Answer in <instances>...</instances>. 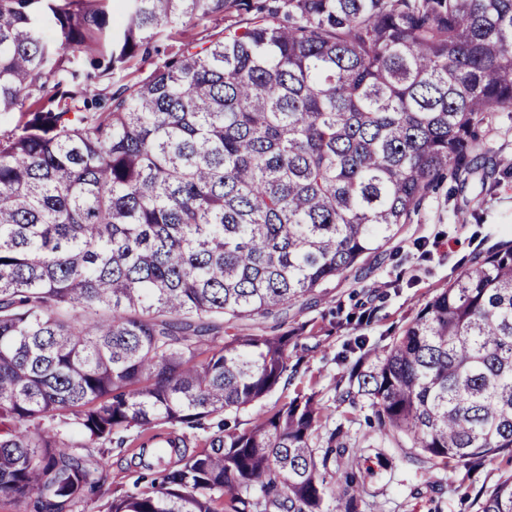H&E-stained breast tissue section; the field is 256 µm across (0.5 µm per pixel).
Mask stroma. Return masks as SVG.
Returning <instances> with one entry per match:
<instances>
[{
	"mask_svg": "<svg viewBox=\"0 0 512 512\" xmlns=\"http://www.w3.org/2000/svg\"><path fill=\"white\" fill-rule=\"evenodd\" d=\"M177 45V33L160 35L148 54L114 75L111 84L143 80ZM479 150L485 158L465 187L449 179L439 183L413 223L327 283L324 295L300 298L291 307L289 326L303 328L302 338L290 350L295 375L260 403L230 417L244 430L259 413L296 392L316 394L325 407V428L344 425L366 448L359 462L364 477L361 512H477L480 491L512 469V454L506 452L476 469L455 460L445 466L410 461L408 449L381 447L367 410L336 400L337 386L346 383L359 357L352 348L357 337H365L367 347H387L474 257L512 241V171L501 165L512 159V114L496 112L483 122ZM124 438V444L111 445L105 480L89 500L87 512H105L113 497L136 492L140 477L146 475L139 459L140 437L130 430Z\"/></svg>",
	"mask_w": 512,
	"mask_h": 512,
	"instance_id": "1",
	"label": "stroma"
}]
</instances>
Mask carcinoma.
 <instances>
[{"label":"carcinoma","mask_w":512,"mask_h":512,"mask_svg":"<svg viewBox=\"0 0 512 512\" xmlns=\"http://www.w3.org/2000/svg\"><path fill=\"white\" fill-rule=\"evenodd\" d=\"M0 0V497L85 512L121 431L176 453L288 377L278 319L383 247L484 116L512 112V0ZM53 30L47 38L44 28ZM182 41L102 105L166 31ZM383 442L479 467L512 451V245L489 251L351 370ZM299 393L180 453L106 512H359L360 444ZM80 434L77 444L72 435ZM481 512H512V472ZM268 1L270 0H245L243 2L250 6H243V9L238 10L235 8L230 9L224 12V17H218L216 21L203 20L196 26L195 32H202L204 29L208 28V31L202 34L215 33L228 26H245L246 23L250 22L257 14V7L268 3ZM222 418H224V416L206 421L204 429H185L177 431L179 435H182V432L186 434L187 453L205 448L207 439L217 430L216 423Z\"/></svg>","instance_id":"carcinoma-1"}]
</instances>
